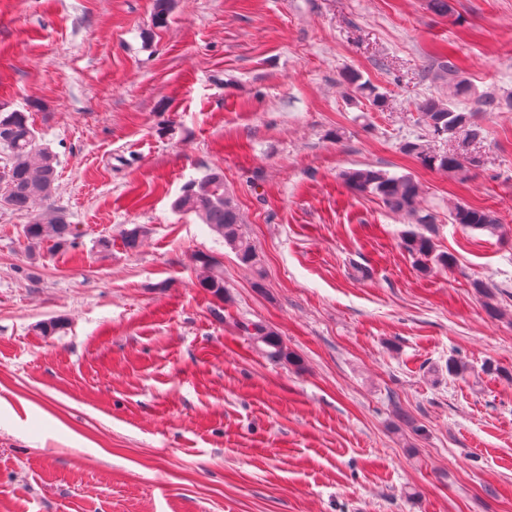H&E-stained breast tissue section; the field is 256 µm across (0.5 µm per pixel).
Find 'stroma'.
<instances>
[{
    "mask_svg": "<svg viewBox=\"0 0 512 512\" xmlns=\"http://www.w3.org/2000/svg\"><path fill=\"white\" fill-rule=\"evenodd\" d=\"M152 5L0 0V104L57 154L80 234L32 254L31 214L0 208V512H512V109L480 114L468 177L401 151L442 56L512 98V0H175L161 27ZM350 70L384 111L346 99ZM365 167L420 183L451 267L422 274L407 218L344 185ZM215 168L256 266L173 208ZM449 214L452 223L463 224L471 230L495 231L500 225L492 212L467 205L455 204ZM195 266L199 269L198 285L211 293L216 299H228L224 285V270L221 263L212 255L198 253L193 257ZM239 326L246 336L259 344L269 359L284 363L295 362L294 355L288 351L278 333L268 325L262 322L242 321Z\"/></svg>",
    "mask_w": 512,
    "mask_h": 512,
    "instance_id": "stroma-1",
    "label": "stroma"
}]
</instances>
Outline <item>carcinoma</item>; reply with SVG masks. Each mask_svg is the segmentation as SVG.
Wrapping results in <instances>:
<instances>
[{
  "instance_id": "1",
  "label": "carcinoma",
  "mask_w": 512,
  "mask_h": 512,
  "mask_svg": "<svg viewBox=\"0 0 512 512\" xmlns=\"http://www.w3.org/2000/svg\"><path fill=\"white\" fill-rule=\"evenodd\" d=\"M174 6V0H154L153 23L160 27ZM438 78L448 85V95L431 96L417 103L422 133L401 146L423 168L441 170L467 176L479 168L481 155L472 146L484 138V129L478 122L481 112H495L503 101L495 95L479 93L465 79L458 77V67L451 60L438 63ZM348 85L357 97L367 102L371 110L381 111L385 96L368 80L352 73ZM434 142L448 144L436 149ZM58 159L47 147L39 144V135L29 116L16 110L8 111L0 105V206L24 212L37 204L47 203L56 190ZM345 185L354 191L370 194L381 200L392 213L406 216L415 228L404 234V249L429 274L446 269L451 258L446 252H437L432 236L428 235L435 215L420 204L421 187L408 175H390L372 167L349 169L342 173ZM183 212L196 214L209 229L231 246L245 266H255L258 258L255 248L243 235L242 216L232 196L224 188V174L212 169L201 178L185 186L174 202ZM450 219L471 230L494 231L499 227L496 216L487 210L456 204L450 210ZM23 235L29 248L44 242L52 248L66 249L79 237L77 226L68 216L51 207L36 214L31 223L23 226ZM199 269L198 285L216 299H228L224 285V270L212 255L198 253L193 257ZM241 330L273 361L293 363L294 355L288 351L280 336L262 322L243 321Z\"/></svg>"
}]
</instances>
